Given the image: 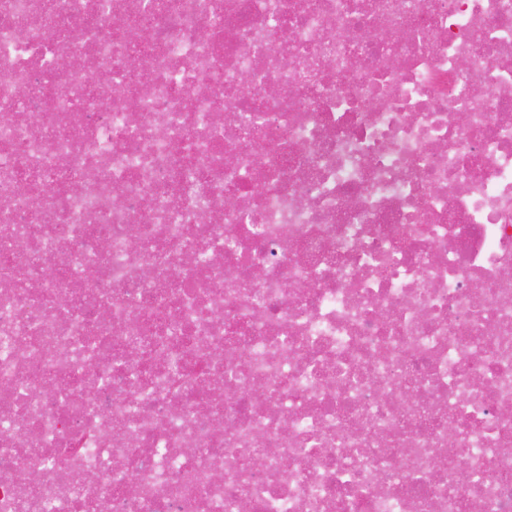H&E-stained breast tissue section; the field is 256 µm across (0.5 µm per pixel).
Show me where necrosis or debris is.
<instances>
[{
	"mask_svg": "<svg viewBox=\"0 0 512 512\" xmlns=\"http://www.w3.org/2000/svg\"><path fill=\"white\" fill-rule=\"evenodd\" d=\"M100 3L0 0V512H512V0Z\"/></svg>",
	"mask_w": 512,
	"mask_h": 512,
	"instance_id": "necrosis-or-debris-1",
	"label": "necrosis or debris"
}]
</instances>
